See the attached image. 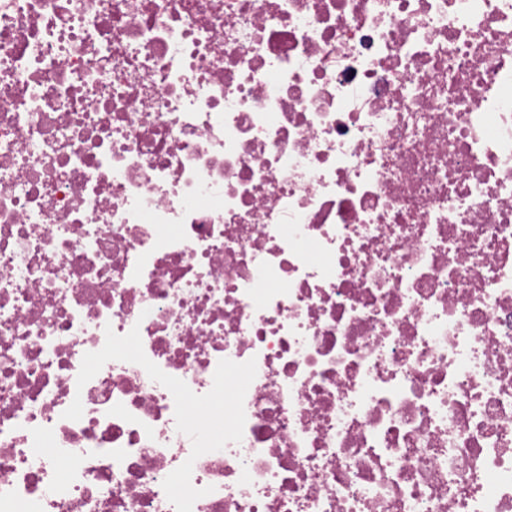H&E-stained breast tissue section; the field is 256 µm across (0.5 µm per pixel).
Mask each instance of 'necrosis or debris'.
I'll use <instances>...</instances> for the list:
<instances>
[{
  "label": "necrosis or debris",
  "mask_w": 512,
  "mask_h": 512,
  "mask_svg": "<svg viewBox=\"0 0 512 512\" xmlns=\"http://www.w3.org/2000/svg\"><path fill=\"white\" fill-rule=\"evenodd\" d=\"M21 506L512 512V0H0Z\"/></svg>",
  "instance_id": "1"
}]
</instances>
